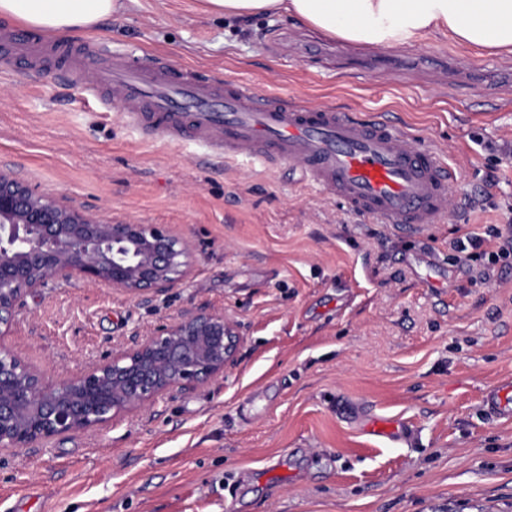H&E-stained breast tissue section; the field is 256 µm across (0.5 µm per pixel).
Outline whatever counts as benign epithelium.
Wrapping results in <instances>:
<instances>
[{
    "mask_svg": "<svg viewBox=\"0 0 512 512\" xmlns=\"http://www.w3.org/2000/svg\"><path fill=\"white\" fill-rule=\"evenodd\" d=\"M186 239L155 224L103 223L0 171V335L27 296L76 276L130 295H161L189 271ZM241 333L222 311L188 310L59 379L0 344V447L40 448L159 398L224 376Z\"/></svg>",
    "mask_w": 512,
    "mask_h": 512,
    "instance_id": "obj_1",
    "label": "benign epithelium"
}]
</instances>
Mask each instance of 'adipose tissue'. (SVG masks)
<instances>
[{
    "label": "adipose tissue",
    "mask_w": 512,
    "mask_h": 512,
    "mask_svg": "<svg viewBox=\"0 0 512 512\" xmlns=\"http://www.w3.org/2000/svg\"><path fill=\"white\" fill-rule=\"evenodd\" d=\"M122 0H0V20L40 35H87ZM208 14L247 20L292 17L356 46H412L435 34L488 54L512 53V0H204Z\"/></svg>",
    "instance_id": "1"
}]
</instances>
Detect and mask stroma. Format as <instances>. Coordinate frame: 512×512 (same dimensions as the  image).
Segmentation results:
<instances>
[{
	"instance_id": "35a3bbf8",
	"label": "stroma",
	"mask_w": 512,
	"mask_h": 512,
	"mask_svg": "<svg viewBox=\"0 0 512 512\" xmlns=\"http://www.w3.org/2000/svg\"><path fill=\"white\" fill-rule=\"evenodd\" d=\"M90 42L307 107L385 114L455 168L447 218L415 229L346 211L289 167L144 137L121 105L68 91L52 59L0 60V170L97 220L161 224L190 273L140 299L79 278L28 296L4 342L49 377L87 369L162 320L237 321L234 364L106 428L0 450V512H512V418L484 396L512 379V256L476 278L458 240L496 250L512 223V57L452 38L451 88L404 48L353 45L289 17L248 27L202 0H135ZM412 437L364 434L363 413Z\"/></svg>"
}]
</instances>
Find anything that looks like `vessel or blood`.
Masks as SVG:
<instances>
[{"label":"vessel or blood","instance_id":"vessel-or-blood-1","mask_svg":"<svg viewBox=\"0 0 512 512\" xmlns=\"http://www.w3.org/2000/svg\"><path fill=\"white\" fill-rule=\"evenodd\" d=\"M0 46L32 63L56 58L82 92L107 106L120 101L127 123L143 135L159 131L228 157L299 168L347 211L380 224L421 227L448 215L455 171L386 118L364 119L328 106L301 108L229 81L193 82L166 63L139 66L125 54L82 43H34L5 31ZM485 404L497 417H512V384L489 390Z\"/></svg>","mask_w":512,"mask_h":512}]
</instances>
